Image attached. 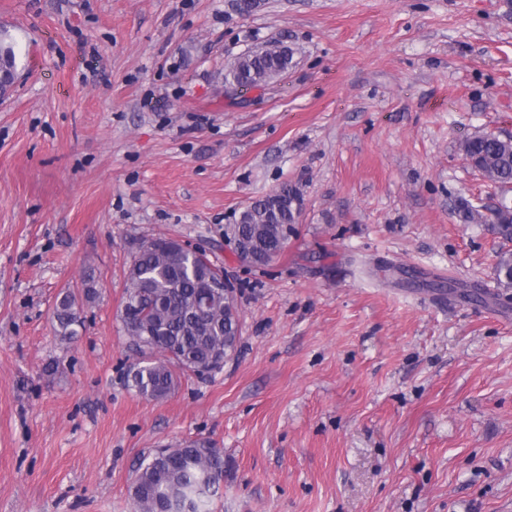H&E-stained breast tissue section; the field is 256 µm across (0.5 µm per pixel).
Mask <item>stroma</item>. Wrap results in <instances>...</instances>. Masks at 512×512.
Wrapping results in <instances>:
<instances>
[{
  "label": "stroma",
  "instance_id": "obj_1",
  "mask_svg": "<svg viewBox=\"0 0 512 512\" xmlns=\"http://www.w3.org/2000/svg\"><path fill=\"white\" fill-rule=\"evenodd\" d=\"M1 29L0 512H133L143 458L194 438L213 512H512V287L460 216L512 204L461 150L512 136V0H0ZM274 41L288 70L233 94ZM285 183L288 243L247 267L224 228ZM159 238L220 266L242 334L148 400L121 312ZM54 318L61 336L71 338L76 334L73 326L79 325L81 318L78 315L74 294L70 292L63 294L55 307Z\"/></svg>",
  "mask_w": 512,
  "mask_h": 512
}]
</instances>
